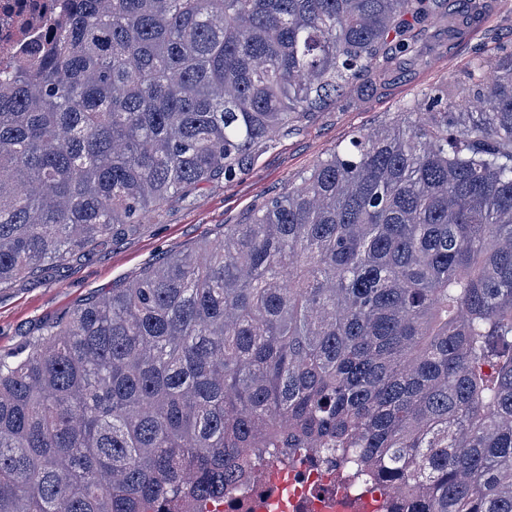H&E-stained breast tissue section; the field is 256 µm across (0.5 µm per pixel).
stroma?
Masks as SVG:
<instances>
[{
    "label": "stroma",
    "instance_id": "obj_1",
    "mask_svg": "<svg viewBox=\"0 0 512 512\" xmlns=\"http://www.w3.org/2000/svg\"><path fill=\"white\" fill-rule=\"evenodd\" d=\"M486 2L484 17L456 43L448 41L447 20L418 29L419 44L433 52L430 65L410 63L392 78L357 81L342 96L276 133L233 180L217 177L172 196L144 217L135 233L1 285L0 355L15 352L43 326L108 296L165 258L193 251L205 240H221L225 225L242 223L297 186L306 171L344 147L355 132L394 121L428 88L461 92L464 73L479 52L494 47L512 54V0Z\"/></svg>",
    "mask_w": 512,
    "mask_h": 512
}]
</instances>
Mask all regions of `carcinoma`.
Returning <instances> with one entry per match:
<instances>
[{
  "mask_svg": "<svg viewBox=\"0 0 512 512\" xmlns=\"http://www.w3.org/2000/svg\"><path fill=\"white\" fill-rule=\"evenodd\" d=\"M432 0H70L0 70V285L134 232L396 57ZM448 11V40L484 13ZM0 357V512H201L268 459L512 512V55Z\"/></svg>",
  "mask_w": 512,
  "mask_h": 512,
  "instance_id": "1",
  "label": "carcinoma"
}]
</instances>
